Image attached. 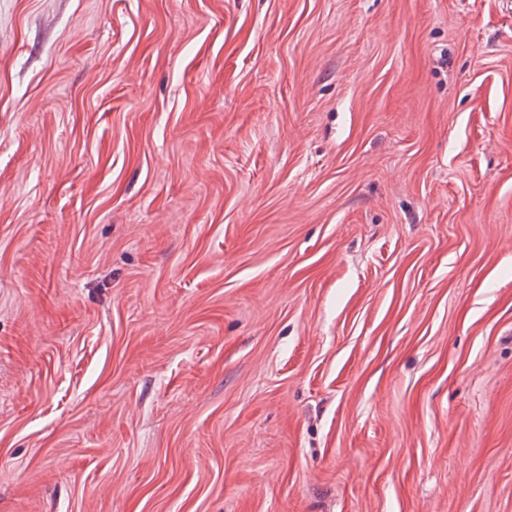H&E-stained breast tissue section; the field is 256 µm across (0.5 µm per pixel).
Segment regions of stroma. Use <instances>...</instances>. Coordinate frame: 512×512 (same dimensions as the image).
Returning a JSON list of instances; mask_svg holds the SVG:
<instances>
[{"label":"stroma","instance_id":"35a3bbf8","mask_svg":"<svg viewBox=\"0 0 512 512\" xmlns=\"http://www.w3.org/2000/svg\"><path fill=\"white\" fill-rule=\"evenodd\" d=\"M0 512H512V0H0Z\"/></svg>","mask_w":512,"mask_h":512}]
</instances>
